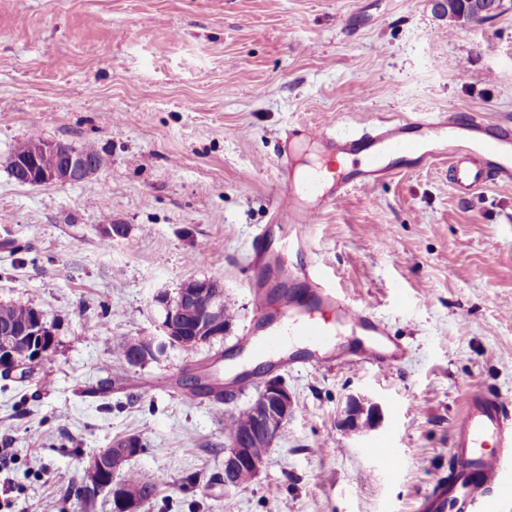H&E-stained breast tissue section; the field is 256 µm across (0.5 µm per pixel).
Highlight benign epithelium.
Masks as SVG:
<instances>
[{
    "label": "benign epithelium",
    "instance_id": "obj_1",
    "mask_svg": "<svg viewBox=\"0 0 512 512\" xmlns=\"http://www.w3.org/2000/svg\"><path fill=\"white\" fill-rule=\"evenodd\" d=\"M492 4L466 23L487 21L504 9V0H486ZM16 173L30 176V180L70 184L75 179L86 180L97 172L87 159V153L61 142L35 140L29 153L10 160ZM161 306L159 328L162 336H139L128 340L130 361L145 365L160 360L173 347H197L224 336V291L212 280H195L190 288L179 289L177 297H156ZM28 342L34 356L41 357L55 345V334L43 313L33 309L30 319L21 328L0 332V370L19 371L15 358V342ZM295 411V401L288 387L278 377L265 380L251 405L242 412L246 424L228 436L224 451V485L239 487L242 479L252 482L265 463V457L254 454L255 448H269L288 424ZM382 412L378 403L364 396H352L341 411L340 427L351 433L376 429ZM142 441L130 435L92 456L87 464L88 475L103 483L112 473V500L115 512H142L145 501L128 492L124 480V463L140 454Z\"/></svg>",
    "mask_w": 512,
    "mask_h": 512
}]
</instances>
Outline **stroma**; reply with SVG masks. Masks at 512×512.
Listing matches in <instances>:
<instances>
[{
    "mask_svg": "<svg viewBox=\"0 0 512 512\" xmlns=\"http://www.w3.org/2000/svg\"><path fill=\"white\" fill-rule=\"evenodd\" d=\"M436 0H0V301L42 311L56 336L29 380L0 378V512H114L83 497L86 461L130 435L126 470L151 476L144 512H419L448 475L452 426L473 387L512 394V185L459 196L444 162L352 189L316 226L332 286L404 346L390 371L338 327L334 357L267 359L295 413L259 476L224 484V417L254 400L239 337L254 323L253 235L270 224L278 144L301 124L479 112L512 125V0L449 28ZM94 146L75 184L22 185L31 134ZM125 224L108 240L102 211ZM224 289L223 337L159 362L114 346L159 334L156 294ZM231 392L187 400L197 377ZM378 402L372 431L339 425ZM393 448L398 470L381 465ZM382 412L378 403L364 396H351L341 411L340 427L351 433L376 429Z\"/></svg>",
    "mask_w": 512,
    "mask_h": 512,
    "instance_id": "stroma-1",
    "label": "stroma"
}]
</instances>
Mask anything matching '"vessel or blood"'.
<instances>
[{"label": "vessel or blood", "mask_w": 512, "mask_h": 512, "mask_svg": "<svg viewBox=\"0 0 512 512\" xmlns=\"http://www.w3.org/2000/svg\"><path fill=\"white\" fill-rule=\"evenodd\" d=\"M295 135L316 142L326 158L341 156L353 161L329 190L318 189L320 177L315 172L302 187L278 189L274 220L288 245L306 255L313 251L319 217L350 189L374 188L394 173L396 164L420 168L447 160L448 183L460 195L489 182L512 184V127L491 122L478 112L390 119L351 135L308 125L296 129ZM293 276L300 285L288 294L284 327L267 324L266 299L261 294L256 297L259 320L244 329L240 338L254 358L270 357L288 341L316 348L330 346L337 326L347 324L367 337L365 352L380 369L396 367L399 344L375 316L329 288L322 269L310 264ZM324 307L334 310L335 325L316 318V311ZM448 456L451 472L434 484L420 512H488L490 499L512 501V398L482 388L467 390Z\"/></svg>", "instance_id": "vessel-or-blood-1"}]
</instances>
